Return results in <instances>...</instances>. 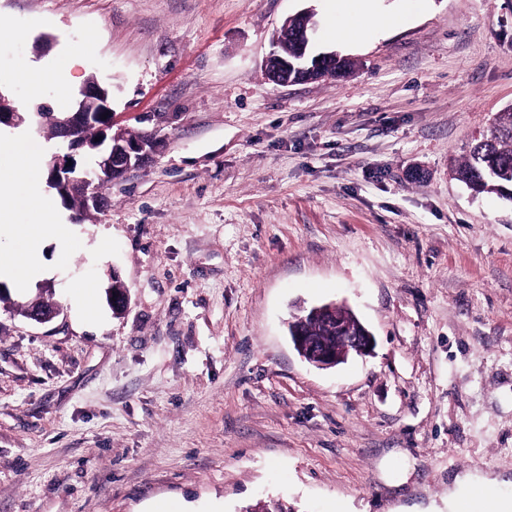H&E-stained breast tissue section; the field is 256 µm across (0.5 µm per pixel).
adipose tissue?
<instances>
[{
	"instance_id": "adipose-tissue-1",
	"label": "adipose tissue",
	"mask_w": 512,
	"mask_h": 512,
	"mask_svg": "<svg viewBox=\"0 0 512 512\" xmlns=\"http://www.w3.org/2000/svg\"><path fill=\"white\" fill-rule=\"evenodd\" d=\"M0 228L11 237L8 248H0V281L17 290L48 274L51 266L71 265L83 250L81 242L72 237L59 208L47 192L43 178L46 156L29 148L23 132L0 135ZM23 210L36 214L35 221L20 224L16 215ZM59 248L54 261H46L45 249L50 241ZM464 494L451 497L449 512H512L494 492L489 480L465 478Z\"/></svg>"
}]
</instances>
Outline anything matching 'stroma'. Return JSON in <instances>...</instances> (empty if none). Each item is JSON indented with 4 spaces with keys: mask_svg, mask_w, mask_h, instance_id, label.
<instances>
[{
    "mask_svg": "<svg viewBox=\"0 0 512 512\" xmlns=\"http://www.w3.org/2000/svg\"><path fill=\"white\" fill-rule=\"evenodd\" d=\"M307 8L314 51L357 69L274 84ZM374 8L397 24L346 44L329 0H0L20 111L57 106L16 78L53 61L111 88L113 130L159 136L98 213L65 211L74 264L0 302V512H447L465 474L512 501V201L452 173L512 107V0ZM329 302L376 344L322 370L288 319Z\"/></svg>",
    "mask_w": 512,
    "mask_h": 512,
    "instance_id": "1",
    "label": "stroma"
}]
</instances>
